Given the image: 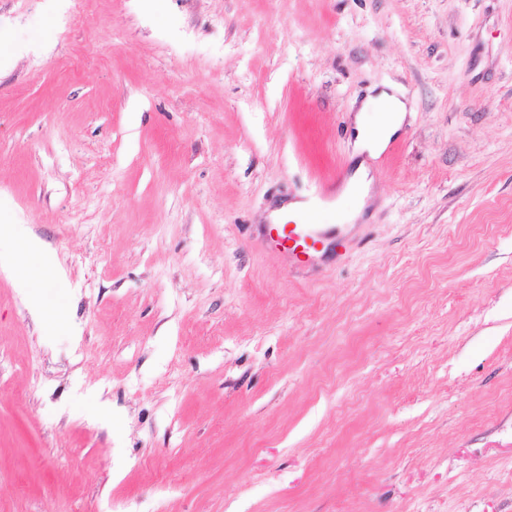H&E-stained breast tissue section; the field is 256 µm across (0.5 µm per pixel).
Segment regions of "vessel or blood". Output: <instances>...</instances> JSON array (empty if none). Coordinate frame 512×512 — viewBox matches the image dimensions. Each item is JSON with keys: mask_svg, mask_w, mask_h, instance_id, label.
<instances>
[{"mask_svg": "<svg viewBox=\"0 0 512 512\" xmlns=\"http://www.w3.org/2000/svg\"><path fill=\"white\" fill-rule=\"evenodd\" d=\"M265 240L270 250L287 253L295 266L304 267L315 255H334L343 238L337 225L322 223L320 209L314 208L300 218L267 225Z\"/></svg>", "mask_w": 512, "mask_h": 512, "instance_id": "vessel-or-blood-1", "label": "vessel or blood"}]
</instances>
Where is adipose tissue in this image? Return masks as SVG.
Wrapping results in <instances>:
<instances>
[{"instance_id": "obj_1", "label": "adipose tissue", "mask_w": 512, "mask_h": 512, "mask_svg": "<svg viewBox=\"0 0 512 512\" xmlns=\"http://www.w3.org/2000/svg\"><path fill=\"white\" fill-rule=\"evenodd\" d=\"M406 116L407 106L397 92L382 90L368 97L355 118L356 153L378 156L402 128ZM14 237L18 250L41 261L38 268L28 267L16 274L19 287L31 297L35 295V286L39 281L57 278L59 272L54 266L44 263L45 247L40 239L20 226L16 227Z\"/></svg>"}]
</instances>
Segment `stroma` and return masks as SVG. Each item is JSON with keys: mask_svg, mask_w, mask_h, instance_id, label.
Returning <instances> with one entry per match:
<instances>
[{"mask_svg": "<svg viewBox=\"0 0 512 512\" xmlns=\"http://www.w3.org/2000/svg\"><path fill=\"white\" fill-rule=\"evenodd\" d=\"M0 51V246L61 271L0 266V512H512V0H0ZM391 92L380 90L369 96L362 103L355 118L354 146L357 154L367 153L370 157L378 156L390 139L402 128L406 116V103L398 96L397 90L390 87ZM391 112L385 117V109ZM376 130V134L372 132ZM372 178L369 177V169L364 162H360L354 170L346 188L336 201V211L340 212V224H353L358 220L363 212L366 199L369 197ZM361 186L362 192L358 197H354L352 187ZM312 201H293L282 204L271 213L275 222L290 218L285 224H268L265 240L270 250L286 252L297 267H305L317 254L332 256L341 248L343 237L338 231L339 224H318L321 210L314 208ZM309 210V211H307ZM307 211V212H305ZM305 212L298 219H291ZM14 237L19 251H23L32 258L42 259L44 257L45 247L42 241L26 232L22 226L15 228ZM59 274V270L54 266L42 262L36 269L27 267L23 271L17 272L16 280L19 287L25 290V294L30 298L37 296L34 287L39 281L57 279Z\"/></svg>", "mask_w": 512, "mask_h": 512, "instance_id": "1", "label": "stroma"}]
</instances>
